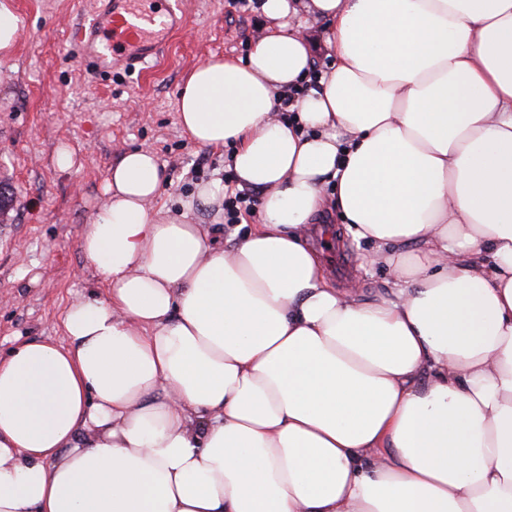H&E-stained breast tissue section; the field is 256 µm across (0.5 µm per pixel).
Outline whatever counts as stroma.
Returning <instances> with one entry per match:
<instances>
[{"mask_svg": "<svg viewBox=\"0 0 512 512\" xmlns=\"http://www.w3.org/2000/svg\"><path fill=\"white\" fill-rule=\"evenodd\" d=\"M20 19L17 45L0 57V352L26 339H62L61 315L101 293L80 238L104 206L103 184L124 152L150 149L167 182L154 207L181 212L198 187L223 177L226 149L197 146L178 120L179 91L214 57H246L259 10L236 0H183L184 26L143 72L95 73L75 60L71 28L95 0H7ZM72 156L60 167L61 152ZM325 268L337 287L366 295L388 288L386 267H361L367 244L352 241L336 211Z\"/></svg>", "mask_w": 512, "mask_h": 512, "instance_id": "stroma-1", "label": "stroma"}]
</instances>
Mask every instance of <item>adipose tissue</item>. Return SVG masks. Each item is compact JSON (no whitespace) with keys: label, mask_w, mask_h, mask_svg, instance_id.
<instances>
[{"label":"adipose tissue","mask_w":512,"mask_h":512,"mask_svg":"<svg viewBox=\"0 0 512 512\" xmlns=\"http://www.w3.org/2000/svg\"><path fill=\"white\" fill-rule=\"evenodd\" d=\"M260 10L178 101L258 224L222 246L120 157L80 241L104 296L0 354V512H512V0ZM329 205L390 294L330 284Z\"/></svg>","instance_id":"obj_1"}]
</instances>
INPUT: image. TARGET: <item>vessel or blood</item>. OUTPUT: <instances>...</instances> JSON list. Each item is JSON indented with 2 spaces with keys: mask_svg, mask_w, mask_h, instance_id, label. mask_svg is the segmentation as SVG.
Returning a JSON list of instances; mask_svg holds the SVG:
<instances>
[{
  "mask_svg": "<svg viewBox=\"0 0 512 512\" xmlns=\"http://www.w3.org/2000/svg\"><path fill=\"white\" fill-rule=\"evenodd\" d=\"M179 8L144 11L134 0H104L76 31L81 61L92 71L146 69L180 25Z\"/></svg>",
  "mask_w": 512,
  "mask_h": 512,
  "instance_id": "1",
  "label": "vessel or blood"
}]
</instances>
